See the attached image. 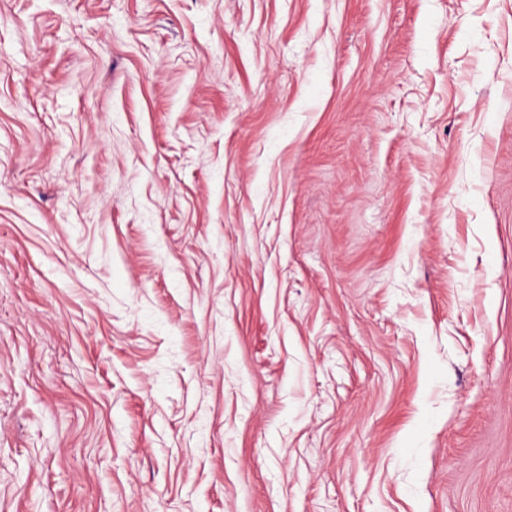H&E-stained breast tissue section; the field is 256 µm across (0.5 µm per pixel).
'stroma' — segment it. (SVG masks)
I'll list each match as a JSON object with an SVG mask.
<instances>
[{
    "label": "stroma",
    "instance_id": "obj_1",
    "mask_svg": "<svg viewBox=\"0 0 512 512\" xmlns=\"http://www.w3.org/2000/svg\"><path fill=\"white\" fill-rule=\"evenodd\" d=\"M0 512H512V0H0Z\"/></svg>",
    "mask_w": 512,
    "mask_h": 512
}]
</instances>
